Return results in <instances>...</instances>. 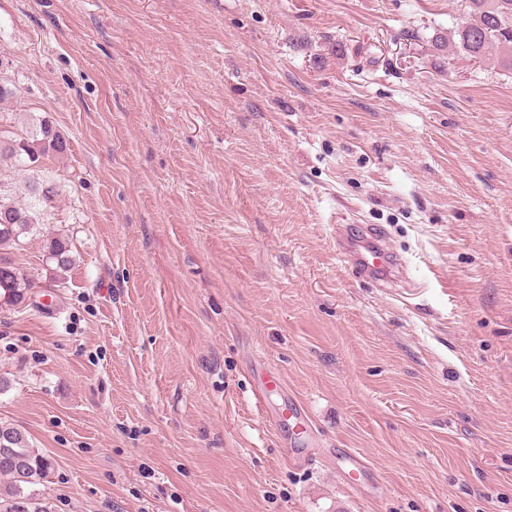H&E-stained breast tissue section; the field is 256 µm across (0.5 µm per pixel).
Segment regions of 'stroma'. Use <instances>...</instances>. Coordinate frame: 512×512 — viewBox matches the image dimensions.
<instances>
[{"label":"stroma","instance_id":"1","mask_svg":"<svg viewBox=\"0 0 512 512\" xmlns=\"http://www.w3.org/2000/svg\"><path fill=\"white\" fill-rule=\"evenodd\" d=\"M461 17L0 0V139L69 141L15 254L37 286L0 307V421L48 459L50 512H512V73L434 56ZM359 226L404 279L347 266ZM258 363L315 448L258 408ZM51 236L46 240V262L49 263L47 266L52 278L61 286L65 283V273L73 265V260L68 240L60 234Z\"/></svg>","mask_w":512,"mask_h":512}]
</instances>
